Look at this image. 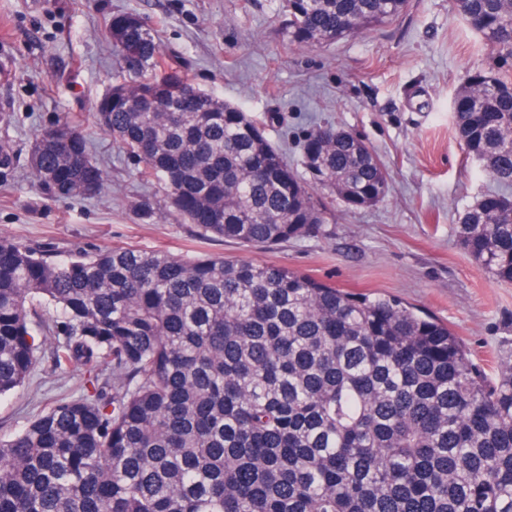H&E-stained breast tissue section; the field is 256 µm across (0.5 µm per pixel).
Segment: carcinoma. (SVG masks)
<instances>
[{
  "instance_id": "1",
  "label": "carcinoma",
  "mask_w": 512,
  "mask_h": 512,
  "mask_svg": "<svg viewBox=\"0 0 512 512\" xmlns=\"http://www.w3.org/2000/svg\"><path fill=\"white\" fill-rule=\"evenodd\" d=\"M487 57L457 90L455 131L512 185V0H456ZM406 0H284L281 34L329 47ZM124 82L92 113L203 235L272 247L322 234L331 204L384 201L364 140L314 126L288 163L266 124L195 86L133 14L109 23ZM51 195L106 186L80 127L35 135ZM471 257L512 282V199L459 217ZM52 343L82 393L0 440V512H512V363L490 382L442 323L389 295L286 266L126 248L65 261L0 236V396Z\"/></svg>"
}]
</instances>
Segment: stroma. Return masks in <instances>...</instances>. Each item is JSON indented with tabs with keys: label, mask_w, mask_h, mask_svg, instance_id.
Wrapping results in <instances>:
<instances>
[{
	"label": "stroma",
	"mask_w": 512,
	"mask_h": 512,
	"mask_svg": "<svg viewBox=\"0 0 512 512\" xmlns=\"http://www.w3.org/2000/svg\"><path fill=\"white\" fill-rule=\"evenodd\" d=\"M282 0H0V144L15 156L0 178V235L58 258L124 247L176 256L284 265L351 292L389 295L448 323L488 378L512 360V283L498 281L463 248L459 218L496 184L456 136L452 102L486 58L452 0H409L374 30L326 48L283 38ZM158 30L167 56L200 90L266 121L292 165L302 140L329 122L367 142L390 174L375 206L337 207L319 237L245 247L203 236L175 211L142 218L162 188L94 123V106L124 76L112 50L113 15ZM81 124L109 184L91 198L46 194L28 159L41 127ZM51 353L28 383L0 397L9 439L55 398L79 393L82 370L51 371Z\"/></svg>",
	"instance_id": "obj_1"
}]
</instances>
